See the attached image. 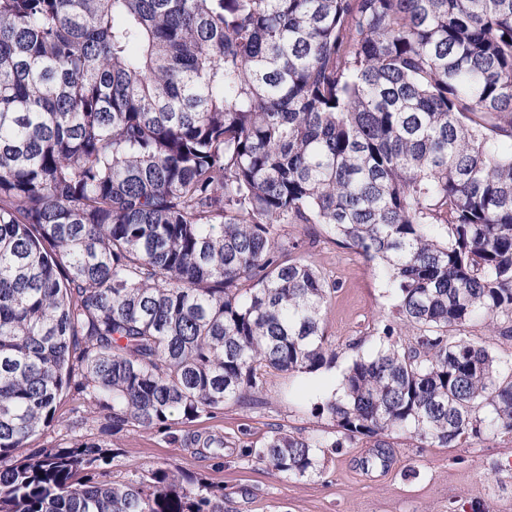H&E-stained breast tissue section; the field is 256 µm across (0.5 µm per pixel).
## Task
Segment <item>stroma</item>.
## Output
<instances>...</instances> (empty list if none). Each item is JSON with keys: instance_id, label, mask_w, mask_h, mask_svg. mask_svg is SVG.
I'll list each match as a JSON object with an SVG mask.
<instances>
[{"instance_id": "1", "label": "stroma", "mask_w": 512, "mask_h": 512, "mask_svg": "<svg viewBox=\"0 0 512 512\" xmlns=\"http://www.w3.org/2000/svg\"><path fill=\"white\" fill-rule=\"evenodd\" d=\"M307 254L337 286L324 323L338 352L332 368L311 375L269 374L263 404L229 405L191 428L176 424L166 432H120L111 438L114 457L98 471V480L123 481L166 462L220 486L224 512H512V437L439 448L393 433L385 438L389 459L383 467L369 466L374 441L360 438L326 450L322 474L302 480L242 455V447L260 446L275 427L334 437V427L315 414L314 406L339 390L353 357L348 342L361 336L364 351L377 349L375 321L396 305L382 268L331 236L319 234ZM78 404L73 392H65L57 412L72 420L71 431L43 430L30 439V447L51 448L73 437L98 436L101 419H80L73 412ZM192 429L223 434L229 443L223 459L206 458L187 445Z\"/></svg>"}]
</instances>
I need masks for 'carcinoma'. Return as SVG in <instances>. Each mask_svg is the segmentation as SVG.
Listing matches in <instances>:
<instances>
[{"mask_svg": "<svg viewBox=\"0 0 512 512\" xmlns=\"http://www.w3.org/2000/svg\"><path fill=\"white\" fill-rule=\"evenodd\" d=\"M289 224L381 264L396 317L317 405L340 437L246 454L307 478L361 436L512 437L465 334L512 338V0H0V512H223L163 464L97 480L92 438L22 449L65 389L116 434L331 367Z\"/></svg>", "mask_w": 512, "mask_h": 512, "instance_id": "1", "label": "carcinoma"}]
</instances>
